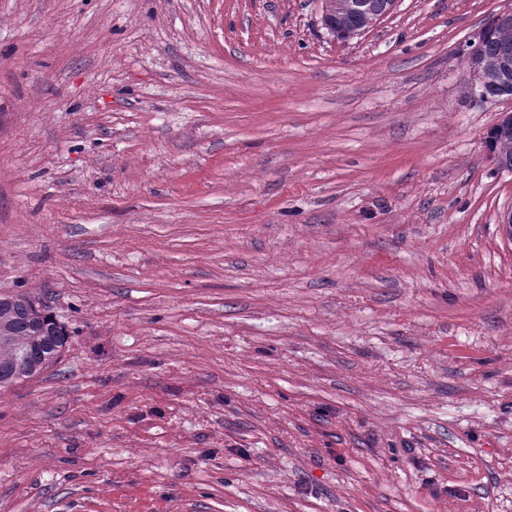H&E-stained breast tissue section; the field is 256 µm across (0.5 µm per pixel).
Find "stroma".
<instances>
[{"instance_id":"obj_1","label":"stroma","mask_w":512,"mask_h":512,"mask_svg":"<svg viewBox=\"0 0 512 512\" xmlns=\"http://www.w3.org/2000/svg\"><path fill=\"white\" fill-rule=\"evenodd\" d=\"M512 0H0V512H512ZM389 0H323L322 25L341 40L354 38L385 16ZM476 51L467 54V60L476 74L473 88L474 96L479 100L490 97L512 95V21L493 19L483 30ZM487 81L484 83L485 78ZM490 97H489V96ZM507 118L494 125L486 140L489 158L496 170H511L512 168V133L507 126ZM35 312L25 293L0 295V387L36 376L42 353L64 347L69 333L44 305ZM38 339V340H36Z\"/></svg>"}]
</instances>
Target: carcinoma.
<instances>
[{
	"mask_svg": "<svg viewBox=\"0 0 512 512\" xmlns=\"http://www.w3.org/2000/svg\"><path fill=\"white\" fill-rule=\"evenodd\" d=\"M389 0H322V25L334 37L348 40L385 16ZM467 60L486 77L491 97L512 95V24L492 20ZM496 170L512 169V133L507 119L494 125L486 140ZM69 333L47 308L36 313L25 293L0 295V387L36 376L41 356L65 346Z\"/></svg>",
	"mask_w": 512,
	"mask_h": 512,
	"instance_id": "1",
	"label": "carcinoma"
}]
</instances>
